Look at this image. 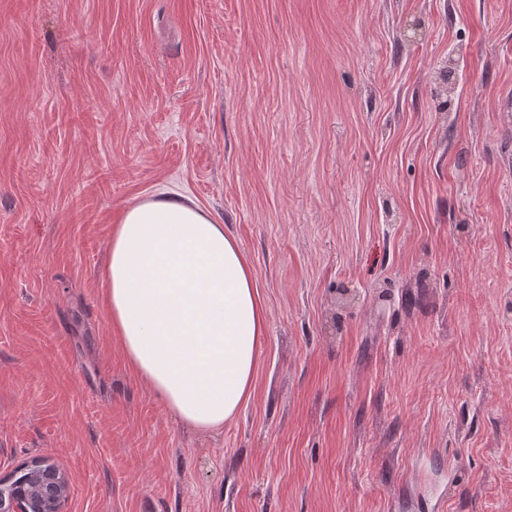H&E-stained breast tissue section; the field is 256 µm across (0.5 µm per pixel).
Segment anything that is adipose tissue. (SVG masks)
<instances>
[{
    "mask_svg": "<svg viewBox=\"0 0 512 512\" xmlns=\"http://www.w3.org/2000/svg\"><path fill=\"white\" fill-rule=\"evenodd\" d=\"M102 299L128 364L177 419L215 431L236 417L267 315L223 224L164 191L126 209L112 227Z\"/></svg>",
    "mask_w": 512,
    "mask_h": 512,
    "instance_id": "1",
    "label": "adipose tissue"
}]
</instances>
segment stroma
Returning a JSON list of instances; mask_svg holds the SVG:
<instances>
[{
	"label": "stroma",
	"instance_id": "35a3bbf8",
	"mask_svg": "<svg viewBox=\"0 0 512 512\" xmlns=\"http://www.w3.org/2000/svg\"><path fill=\"white\" fill-rule=\"evenodd\" d=\"M162 187L266 306L213 433L101 300ZM45 456L65 512H512V0H0V478Z\"/></svg>",
	"mask_w": 512,
	"mask_h": 512
}]
</instances>
